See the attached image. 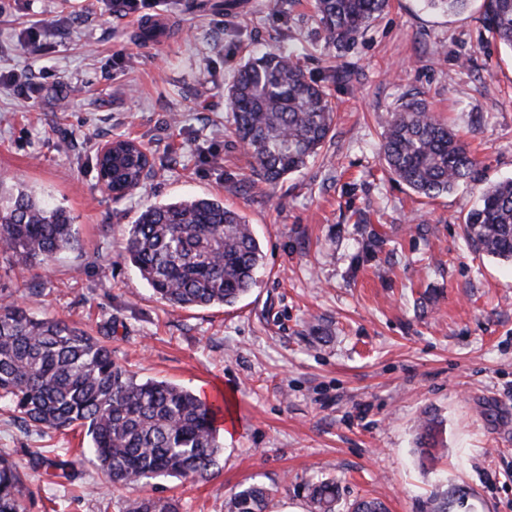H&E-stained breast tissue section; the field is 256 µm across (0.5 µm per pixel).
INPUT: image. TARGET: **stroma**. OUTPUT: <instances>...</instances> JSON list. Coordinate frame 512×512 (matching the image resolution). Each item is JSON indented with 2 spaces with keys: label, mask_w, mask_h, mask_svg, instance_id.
<instances>
[{
  "label": "stroma",
  "mask_w": 512,
  "mask_h": 512,
  "mask_svg": "<svg viewBox=\"0 0 512 512\" xmlns=\"http://www.w3.org/2000/svg\"><path fill=\"white\" fill-rule=\"evenodd\" d=\"M482 0L458 14L390 0L343 48L320 36L311 0H157L154 37L112 0H0V180L64 207L75 249L40 267L0 250V288L37 316L107 335L140 380L224 397L223 456L204 480L159 477L147 493L180 512H226L240 485L277 487L272 512H305L306 485L336 479L420 512L440 477L473 490L475 512H512V262L468 248L463 219L482 189L512 179V53L484 29ZM39 30L28 44L31 30ZM281 48L336 109L322 155L269 185L233 133L225 89L250 54ZM423 100L477 163L436 197L392 179L389 114ZM134 138L151 175L116 198L100 146ZM212 195L252 225L260 281L232 306L153 297L126 260L125 228L148 206ZM441 423L446 457L420 464L416 424ZM84 429H22L0 404V451L18 464L28 512H124L84 454ZM75 479L49 476L36 449Z\"/></svg>",
  "instance_id": "obj_1"
}]
</instances>
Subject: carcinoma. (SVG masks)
<instances>
[{"label": "carcinoma", "instance_id": "cac0c4a2", "mask_svg": "<svg viewBox=\"0 0 512 512\" xmlns=\"http://www.w3.org/2000/svg\"><path fill=\"white\" fill-rule=\"evenodd\" d=\"M388 0H313L323 40L342 46L364 32ZM430 10L459 13L469 0H422ZM495 41L512 51V0H483L481 17ZM234 131L252 159V172L273 185L321 155L330 138L334 109L326 86L306 78L283 50L252 56L225 93ZM381 150L389 172L413 191L436 197L472 178L475 162L466 146L417 99L401 104L385 123ZM148 159L133 140L112 141V156L97 160L112 170L121 196L139 185ZM465 235L479 252L512 261V179L483 189L465 218ZM77 230L67 211L23 186L8 193L0 182V247L14 263L35 267L71 250ZM126 258L153 294L179 307L232 305L259 281L264 253L250 224L224 201L196 197L155 204L127 225ZM0 400L25 426L86 429L89 449L112 484L132 488L157 477L204 480L222 454L217 399L179 385L138 381L112 358L102 338L54 317H38L0 294ZM439 422L419 424L420 462L442 456ZM473 493L444 490L422 512H459ZM275 490L243 485L229 512H269ZM313 512H337L332 480L308 491ZM0 512H27L22 473L0 455ZM125 512H180L173 497H130Z\"/></svg>", "mask_w": 512, "mask_h": 512}]
</instances>
